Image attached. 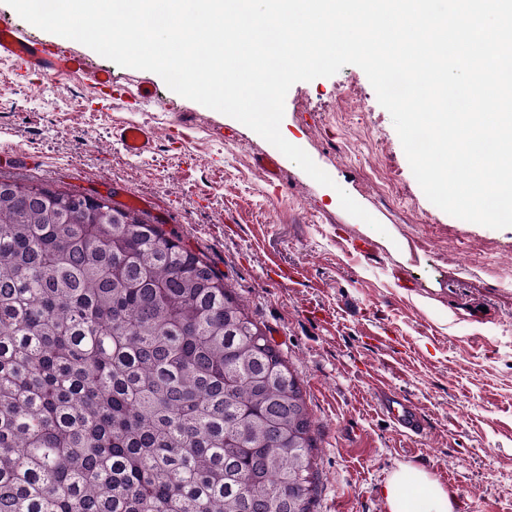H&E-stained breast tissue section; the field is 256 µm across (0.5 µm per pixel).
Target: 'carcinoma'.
<instances>
[{"instance_id": "cac0c4a2", "label": "carcinoma", "mask_w": 512, "mask_h": 512, "mask_svg": "<svg viewBox=\"0 0 512 512\" xmlns=\"http://www.w3.org/2000/svg\"><path fill=\"white\" fill-rule=\"evenodd\" d=\"M297 376L133 208L0 180V512H311Z\"/></svg>"}]
</instances>
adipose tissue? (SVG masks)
<instances>
[{
    "label": "adipose tissue",
    "instance_id": "adipose-tissue-1",
    "mask_svg": "<svg viewBox=\"0 0 512 512\" xmlns=\"http://www.w3.org/2000/svg\"><path fill=\"white\" fill-rule=\"evenodd\" d=\"M391 512H453L447 493L418 469L403 467L384 486Z\"/></svg>",
    "mask_w": 512,
    "mask_h": 512
}]
</instances>
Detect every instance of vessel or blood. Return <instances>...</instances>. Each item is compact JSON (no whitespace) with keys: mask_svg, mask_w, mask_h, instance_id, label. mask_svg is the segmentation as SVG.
<instances>
[{"mask_svg":"<svg viewBox=\"0 0 512 512\" xmlns=\"http://www.w3.org/2000/svg\"><path fill=\"white\" fill-rule=\"evenodd\" d=\"M7 58L24 68L52 76L62 72H90L95 91L113 94L128 102H139L149 97L146 89L129 90L118 87L108 72L90 70L84 57L72 54L52 41L36 40L20 29L0 27V59ZM125 151L131 155L151 152L156 143L155 128L129 124L114 130ZM384 413L400 435L409 439L423 436L427 430L422 412L415 403L395 392H385L381 399Z\"/></svg>","mask_w":512,"mask_h":512,"instance_id":"b4317fda","label":"vessel or blood"}]
</instances>
